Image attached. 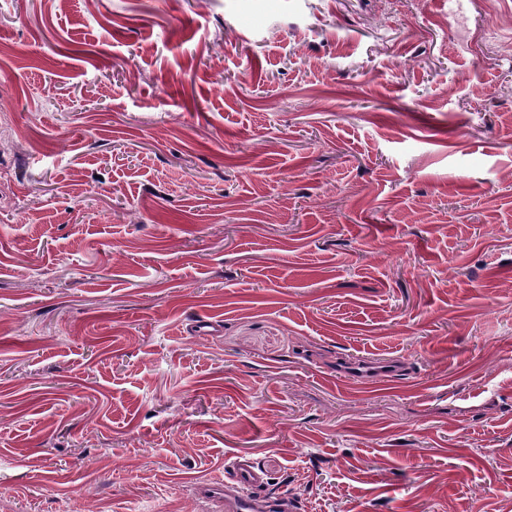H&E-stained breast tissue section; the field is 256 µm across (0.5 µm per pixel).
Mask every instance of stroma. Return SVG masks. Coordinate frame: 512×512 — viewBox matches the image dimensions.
I'll return each instance as SVG.
<instances>
[{"label": "stroma", "instance_id": "stroma-1", "mask_svg": "<svg viewBox=\"0 0 512 512\" xmlns=\"http://www.w3.org/2000/svg\"><path fill=\"white\" fill-rule=\"evenodd\" d=\"M510 44L512 0H0L11 512H222L240 456L512 512Z\"/></svg>", "mask_w": 512, "mask_h": 512}]
</instances>
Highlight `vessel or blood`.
<instances>
[{
  "instance_id": "obj_1",
  "label": "vessel or blood",
  "mask_w": 512,
  "mask_h": 512,
  "mask_svg": "<svg viewBox=\"0 0 512 512\" xmlns=\"http://www.w3.org/2000/svg\"><path fill=\"white\" fill-rule=\"evenodd\" d=\"M264 482V472L251 461L238 458L224 470V512H295L292 499L257 496L256 487Z\"/></svg>"
}]
</instances>
